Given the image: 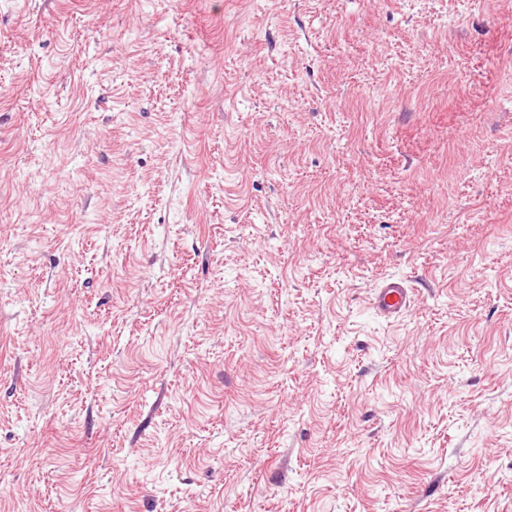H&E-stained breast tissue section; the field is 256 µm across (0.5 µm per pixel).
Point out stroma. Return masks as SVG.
<instances>
[{
  "label": "stroma",
  "instance_id": "obj_1",
  "mask_svg": "<svg viewBox=\"0 0 512 512\" xmlns=\"http://www.w3.org/2000/svg\"><path fill=\"white\" fill-rule=\"evenodd\" d=\"M0 512H512V0H0ZM412 292L405 282L398 279L382 281L373 292L375 310L384 317L392 318L404 312L411 303Z\"/></svg>",
  "mask_w": 512,
  "mask_h": 512
}]
</instances>
